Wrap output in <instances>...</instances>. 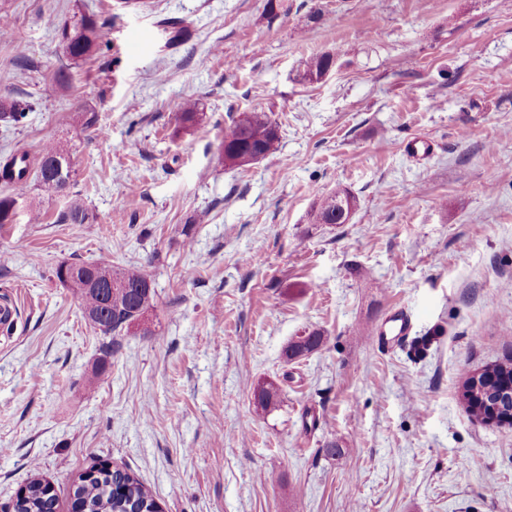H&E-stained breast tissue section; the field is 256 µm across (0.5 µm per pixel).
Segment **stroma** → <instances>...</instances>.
I'll return each instance as SVG.
<instances>
[{"mask_svg": "<svg viewBox=\"0 0 512 512\" xmlns=\"http://www.w3.org/2000/svg\"><path fill=\"white\" fill-rule=\"evenodd\" d=\"M78 9L105 42L75 63L57 30ZM169 17L190 32L173 47ZM0 18V98L26 106L0 157L67 143L95 215L57 223L68 198L32 186L0 227V512L36 476L69 512L104 463L162 512H512V425L461 402L468 372L512 359V0H0ZM321 54L332 70L305 79ZM252 111L278 148L228 165ZM339 188L348 223H314ZM64 261L143 268L146 323L103 352ZM398 307L413 330L385 353L371 332ZM322 341V334L314 331L308 336H301L297 340L290 342L284 350V355L287 360L300 358L316 350Z\"/></svg>", "mask_w": 512, "mask_h": 512, "instance_id": "stroma-1", "label": "stroma"}]
</instances>
